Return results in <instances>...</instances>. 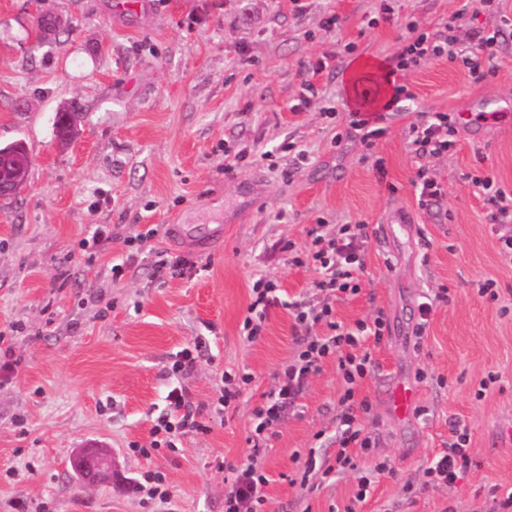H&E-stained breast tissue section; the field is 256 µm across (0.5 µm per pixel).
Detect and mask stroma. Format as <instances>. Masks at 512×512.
Wrapping results in <instances>:
<instances>
[{
	"instance_id": "obj_1",
	"label": "stroma",
	"mask_w": 512,
	"mask_h": 512,
	"mask_svg": "<svg viewBox=\"0 0 512 512\" xmlns=\"http://www.w3.org/2000/svg\"><path fill=\"white\" fill-rule=\"evenodd\" d=\"M393 12L383 15V3ZM457 0H0V146L20 141L29 169L15 199L0 201V330L24 331L13 347L23 362L0 382V504L51 502L55 512H141L132 489L145 470L165 474L173 512H224V474L215 458L241 462L251 410L274 386L273 374L295 356L294 320L285 302L314 300L311 266H294L280 244L307 249V229L368 224L360 293L338 300L335 319L357 333L376 367L359 391L372 406L366 422L374 456L395 460L378 476L360 512H492L494 489H512V252L508 224L493 220L472 191L473 177L493 174L512 192V112L486 122L464 119L470 102L512 100V30L499 37L496 74L472 83L459 64L438 59L398 74L421 110L457 120L455 145L426 162L442 185L439 208L420 211L391 245L375 231L388 214L416 208V163L406 139L409 116L385 111L393 85L385 75L404 45V26L431 27ZM341 28L326 32L329 12ZM56 19L51 37L39 16ZM333 58L320 97L292 104L304 66ZM362 62L355 83L346 75ZM335 106V125L323 110ZM72 108L82 119L70 142L56 138L55 117ZM385 112L373 159L350 141L334 145L348 112ZM293 150H281L283 142ZM270 160L224 175V148L252 144ZM310 160L298 166V151ZM111 243L87 263L79 242L95 225ZM167 225L165 236L129 249L133 228ZM182 224H220L224 247L209 253L185 240ZM169 250L196 261L191 278H159L154 255ZM125 275L113 282L111 268ZM278 280L281 305L270 308L263 336L244 340L240 324L258 277ZM493 281L499 297L481 296ZM447 289L433 306L420 343L395 333L382 343L361 332L384 309L391 323L414 324L423 295ZM203 346L181 379L194 401L212 402L222 374L255 376L250 397L207 434L188 433L179 454L143 457L152 418L165 407V368L179 351ZM417 413L394 418L385 399L417 371ZM494 383H487L488 375ZM343 382L335 362L311 376L267 449L270 512H342L354 478L344 474L313 492L288 483L295 450L331 454ZM467 429L473 465L449 486L426 485L424 468L448 439V419ZM23 418L25 430L13 425ZM112 454V478L85 489L71 466L82 448Z\"/></svg>"
}]
</instances>
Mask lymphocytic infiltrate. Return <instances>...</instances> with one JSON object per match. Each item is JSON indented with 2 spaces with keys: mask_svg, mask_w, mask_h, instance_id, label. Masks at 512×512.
<instances>
[{
  "mask_svg": "<svg viewBox=\"0 0 512 512\" xmlns=\"http://www.w3.org/2000/svg\"><path fill=\"white\" fill-rule=\"evenodd\" d=\"M481 13L498 17L502 27H512V17L505 11L504 0H461L455 12L435 31L420 28L415 21L407 23L406 44L393 63L394 71L409 70L418 67L421 61L445 57L461 62L473 82L492 77L496 72L498 35L473 25V18ZM462 26L469 29L468 40L458 45L450 33ZM450 127L447 113H418L408 126V140L415 158L448 151L452 145L448 138ZM309 235L310 250L293 251L291 262L296 266L312 265L318 272L314 287L322 296L320 305H311L304 299L282 302L277 283L264 276L251 285V303L242 322V335L251 342L259 339L265 330L269 308L283 304L298 331L297 349L294 360L275 371V388L252 410L247 438L250 451L244 462L231 469L232 478L224 490V512H268L266 487L269 478L263 465L264 453L285 414L298 409L309 377L330 360L335 361L344 381L337 402L338 448L331 456L320 457L312 450L295 455L298 465L295 478L300 487L308 488V477L315 472L325 481L341 474L352 475L355 479L354 504L345 512H356V505L369 499L374 478L393 470L392 460L372 457V437L360 420L361 415L369 414L370 404L359 399L358 390L371 374L374 359L368 349L360 346L352 332L336 322L334 315L337 298L361 291L365 269L361 246L367 236V227L363 224L346 226L329 234L316 224ZM318 324L326 327V335H312V328ZM166 401L165 409L153 421L150 446L143 449V456H150L159 449L178 452L183 435L190 432L205 434L210 430L206 406L195 403L184 386L176 383L171 386ZM449 432L446 446L434 455L425 469L429 483H454L472 464L466 430L453 421L449 424Z\"/></svg>",
  "mask_w": 512,
  "mask_h": 512,
  "instance_id": "lymphocytic-infiltrate-1",
  "label": "lymphocytic infiltrate"
}]
</instances>
